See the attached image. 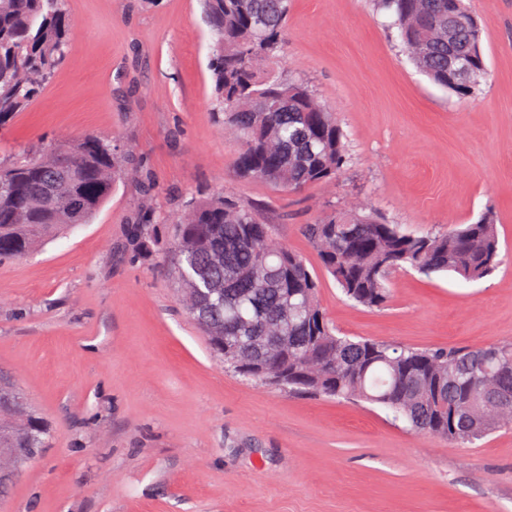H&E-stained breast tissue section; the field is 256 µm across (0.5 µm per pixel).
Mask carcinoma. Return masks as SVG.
I'll return each instance as SVG.
<instances>
[{"mask_svg": "<svg viewBox=\"0 0 512 512\" xmlns=\"http://www.w3.org/2000/svg\"><path fill=\"white\" fill-rule=\"evenodd\" d=\"M377 2L395 15L404 48L432 82L467 95L484 77V25L463 0ZM64 5L0 0V126L29 106L61 63L70 25ZM203 8L218 117L241 143L236 175L288 191L335 178L348 159L335 113L303 81L268 66L284 43L289 0H204ZM458 56L469 64L464 80L454 76ZM59 158L70 168L57 177ZM120 162L112 144L89 136L0 163V259L70 227L71 197L81 199L89 223L111 197ZM301 232L343 294L370 309L386 306L396 270L474 283L499 265L490 212L453 231L416 236L357 208L332 209ZM128 236L146 256L153 224H133ZM171 249L182 301L228 371L290 394L378 405L415 433L461 444L512 428V413L496 408L512 410V340L445 350L339 335L306 259L276 241L258 209L224 195L189 202ZM45 435L27 406L0 423L1 448H41Z\"/></svg>", "mask_w": 512, "mask_h": 512, "instance_id": "1", "label": "carcinoma"}]
</instances>
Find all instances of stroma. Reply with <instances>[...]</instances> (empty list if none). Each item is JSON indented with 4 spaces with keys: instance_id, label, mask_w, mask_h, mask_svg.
I'll return each instance as SVG.
<instances>
[{
    "instance_id": "obj_1",
    "label": "stroma",
    "mask_w": 512,
    "mask_h": 512,
    "mask_svg": "<svg viewBox=\"0 0 512 512\" xmlns=\"http://www.w3.org/2000/svg\"><path fill=\"white\" fill-rule=\"evenodd\" d=\"M466 2L487 74L462 96L414 67L374 0H291L275 68L335 112L348 163L287 192L234 175L200 0H66L64 59L0 126V161L94 135L129 174L91 223L0 262V375L48 429L0 512H512V430L459 445L225 370L163 247L186 196L224 192L260 205L316 270L340 333L443 349L512 339V0ZM357 203L416 235L492 210L503 262L471 284L399 271L386 307L354 304L301 227ZM146 212L162 244L137 260L127 229Z\"/></svg>"
}]
</instances>
